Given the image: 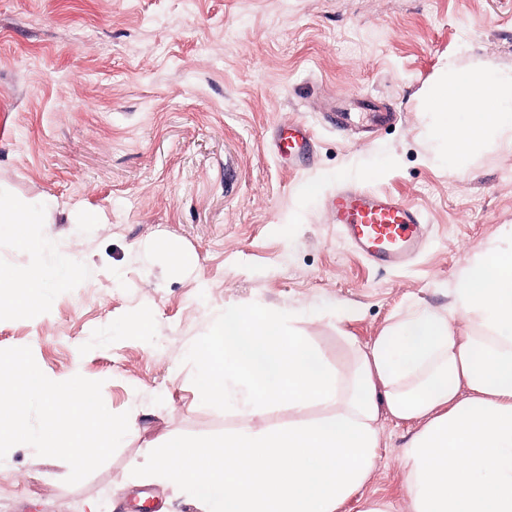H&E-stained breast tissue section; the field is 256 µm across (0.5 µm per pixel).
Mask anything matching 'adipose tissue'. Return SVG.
Here are the masks:
<instances>
[{
  "mask_svg": "<svg viewBox=\"0 0 512 512\" xmlns=\"http://www.w3.org/2000/svg\"><path fill=\"white\" fill-rule=\"evenodd\" d=\"M449 160L465 158L489 133H512V72L484 78L449 68L429 101ZM43 209L0 196V223L32 258L16 276L0 269V310L20 319L42 313L51 285L80 268L69 255L41 258L46 237L26 232ZM447 306L410 303L346 367H332L309 337L284 335L268 309L225 310L187 359L200 366L213 401L243 399L239 427L217 446L175 440L153 450L166 480L202 512H388L361 497L379 447L381 418L414 420L401 464L409 512H512V226L460 267ZM320 416H309L313 406ZM288 414L265 426L271 407Z\"/></svg>",
  "mask_w": 512,
  "mask_h": 512,
  "instance_id": "adipose-tissue-1",
  "label": "adipose tissue"
}]
</instances>
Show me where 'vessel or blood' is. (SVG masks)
Here are the masks:
<instances>
[{
	"label": "vessel or blood",
	"instance_id": "1",
	"mask_svg": "<svg viewBox=\"0 0 512 512\" xmlns=\"http://www.w3.org/2000/svg\"><path fill=\"white\" fill-rule=\"evenodd\" d=\"M331 209L344 240L375 265L404 264L419 247L422 212L393 196L344 191L332 199Z\"/></svg>",
	"mask_w": 512,
	"mask_h": 512
}]
</instances>
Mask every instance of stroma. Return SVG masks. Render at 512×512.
<instances>
[{
    "instance_id": "stroma-1",
    "label": "stroma",
    "mask_w": 512,
    "mask_h": 512,
    "mask_svg": "<svg viewBox=\"0 0 512 512\" xmlns=\"http://www.w3.org/2000/svg\"><path fill=\"white\" fill-rule=\"evenodd\" d=\"M452 60L511 70L512 0H0V193L47 207L27 232L81 268L48 292L45 318L0 315V349L102 381L131 423L75 485L66 462L11 449L0 512H198L148 454L237 424L184 357L225 309L292 314L294 335L343 366L408 303L446 306L464 261L512 225L504 137L449 167L427 109ZM370 105L397 120L375 125ZM292 124L310 132L308 159L276 147ZM344 188L419 208V255L379 268L352 249L329 210ZM86 211L96 223H79ZM142 311L146 336L129 329ZM415 427L380 423L362 493L389 512H408Z\"/></svg>"
}]
</instances>
